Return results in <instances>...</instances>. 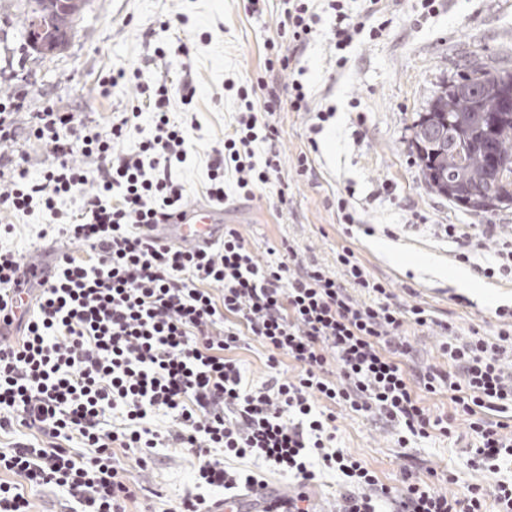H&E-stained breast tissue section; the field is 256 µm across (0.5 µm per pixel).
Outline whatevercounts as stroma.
<instances>
[{
    "label": "stroma",
    "mask_w": 512,
    "mask_h": 512,
    "mask_svg": "<svg viewBox=\"0 0 512 512\" xmlns=\"http://www.w3.org/2000/svg\"><path fill=\"white\" fill-rule=\"evenodd\" d=\"M280 0H265L253 15L244 0H89L75 21L67 46L54 54L31 50L20 37V0H0V87L16 90L12 116L19 135L15 155L31 176H39L48 158L28 135L35 113L51 107L76 113L87 125L109 126L117 112L136 104L135 84L102 95L100 78L124 68L138 69L143 81L166 80L181 85L190 73L197 129L190 133L194 160L178 169L188 200L206 202L207 162L213 147L224 141L233 123L236 103L224 81L257 85L280 79L264 68L266 44L277 36ZM421 0H401L379 39L356 38L344 72L336 70V51L329 43V21L302 53L313 106H334L323 125L311 171L299 174L297 159L308 151V116L280 108L269 121L278 131L276 148L282 172L253 200L238 196L234 180L224 189L231 207L244 208L239 231L260 261L268 250L290 241L305 257L334 265L336 251L351 247L375 276L388 280L402 303L419 304L448 320L459 334L473 327L493 334L495 311L512 306V281L488 279L454 257L455 243L434 236L437 224L458 225L477 233L479 225L512 226V206L492 212L458 207L425 184L411 152L412 124L425 111L444 82L455 78L472 56L512 70V0H437L436 10L422 16ZM168 56L154 60L156 46ZM392 194H380L382 184ZM361 220L378 225L374 235L347 237L336 219V199L345 191ZM40 209L18 217L0 212V225H13L0 237V248L27 257L49 251L39 234L48 224ZM396 226L394 235L382 228ZM336 445L364 460L380 481L396 487L405 466L420 464L451 475L449 492L487 484L485 472L467 462L473 442L465 419H458L452 437L432 434L410 447L396 443L390 424L363 415L336 411ZM128 477L160 492L156 512L165 500L185 492L209 500L223 490L200 484L191 457L159 449L155 464L140 470L133 454H118Z\"/></svg>",
    "instance_id": "obj_1"
}]
</instances>
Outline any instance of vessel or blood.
I'll use <instances>...</instances> for the list:
<instances>
[{
	"label": "vessel or blood",
	"instance_id": "b4317fda",
	"mask_svg": "<svg viewBox=\"0 0 512 512\" xmlns=\"http://www.w3.org/2000/svg\"><path fill=\"white\" fill-rule=\"evenodd\" d=\"M232 221L223 204L191 205L172 213L164 223L145 225L144 230L159 243L197 251L221 238L225 225ZM250 495L263 499L269 512H286L288 489L257 486L251 489Z\"/></svg>",
	"mask_w": 512,
	"mask_h": 512
}]
</instances>
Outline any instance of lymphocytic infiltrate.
<instances>
[{
    "label": "lymphocytic infiltrate",
    "mask_w": 512,
    "mask_h": 512,
    "mask_svg": "<svg viewBox=\"0 0 512 512\" xmlns=\"http://www.w3.org/2000/svg\"><path fill=\"white\" fill-rule=\"evenodd\" d=\"M363 2L353 14L345 0H327L337 69L346 67L357 36L387 26L390 0ZM321 21L316 0H283L277 28L288 42H268L276 57L265 68L290 71L287 96L272 87L258 101L252 87L227 81L239 111L209 159L211 202L224 201L227 174L248 200L280 176V154L271 147L277 130L268 120L280 105L315 113L310 152L298 159L309 169L316 136L335 112L312 110L301 80V53ZM140 93L141 105L106 130L77 125L70 112L37 113L31 134L50 160L39 178L0 153V211L19 216L42 206L58 235L90 251L86 260L58 254L54 270L34 284L15 254L0 250V321L22 330L21 339L0 341V430L27 432L0 448V473L8 475L0 480V512H32L20 478L60 491L79 512H128L151 491L120 475L119 448L142 469L157 449L187 453L206 485L227 490L259 479L226 469L225 457H255L307 483L317 460L343 479L336 512H512V479L500 475L501 462L512 460V308L497 309L494 335L475 328L462 337L429 309L402 303L346 246L330 267L289 243L277 261L260 263L233 224L197 252L149 239L143 225L186 204L175 171L188 158L190 123L170 105L177 97L191 106L193 94L164 82L141 84ZM145 111L149 133L124 149ZM258 143L268 146L261 158ZM65 198L72 211L59 209ZM485 253L493 262L483 275L512 280V233L489 225L456 259ZM21 296L27 302L20 308ZM418 328L436 329L446 366L416 365L408 334ZM245 336L269 353L268 377L258 387L244 383L231 356ZM284 357L295 374L281 372ZM443 393L452 412L431 415L424 395ZM338 405L393 423L402 448L434 432L450 436L457 416H465L476 440L471 463L494 475L493 497L479 486L449 493L412 473L401 489L387 487L363 460L336 447ZM159 410L172 419L163 432L150 425ZM74 440L82 452L70 449Z\"/></svg>",
    "instance_id": "f902f5d3"
}]
</instances>
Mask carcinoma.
Instances as JSON below:
<instances>
[{"instance_id": "obj_1", "label": "carcinoma", "mask_w": 512, "mask_h": 512, "mask_svg": "<svg viewBox=\"0 0 512 512\" xmlns=\"http://www.w3.org/2000/svg\"><path fill=\"white\" fill-rule=\"evenodd\" d=\"M87 0H26L24 38L63 49ZM413 154L429 188L470 211L512 205V71L479 58L439 87L413 125Z\"/></svg>"}]
</instances>
